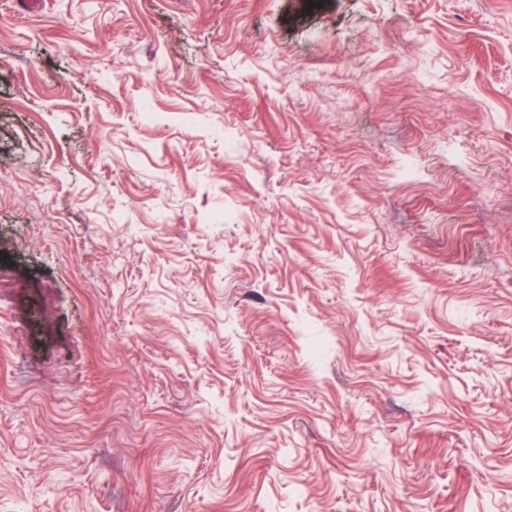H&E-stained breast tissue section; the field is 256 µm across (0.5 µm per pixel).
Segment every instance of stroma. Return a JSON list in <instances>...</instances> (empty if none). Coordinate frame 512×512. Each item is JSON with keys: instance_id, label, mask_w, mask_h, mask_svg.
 Segmentation results:
<instances>
[{"instance_id": "stroma-1", "label": "stroma", "mask_w": 512, "mask_h": 512, "mask_svg": "<svg viewBox=\"0 0 512 512\" xmlns=\"http://www.w3.org/2000/svg\"><path fill=\"white\" fill-rule=\"evenodd\" d=\"M0 512H512V0H0Z\"/></svg>"}]
</instances>
